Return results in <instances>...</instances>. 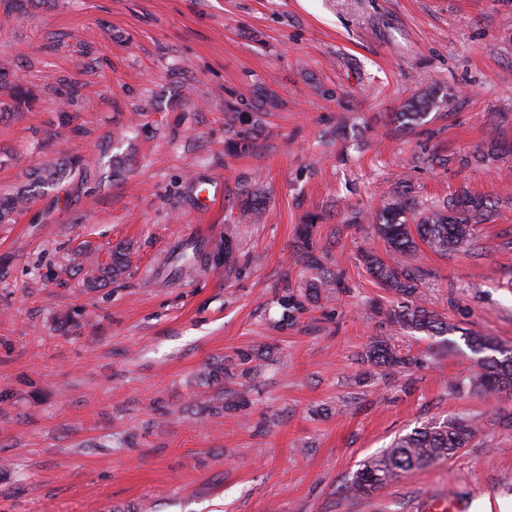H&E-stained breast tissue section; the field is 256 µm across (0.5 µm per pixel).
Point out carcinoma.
Segmentation results:
<instances>
[{"label":"carcinoma","instance_id":"cac0c4a2","mask_svg":"<svg viewBox=\"0 0 512 512\" xmlns=\"http://www.w3.org/2000/svg\"><path fill=\"white\" fill-rule=\"evenodd\" d=\"M433 105V97L424 95L408 104L406 111L399 113V119L416 124ZM97 164L96 159L89 162L77 158L32 172L31 179L15 194L0 199V223L10 222L15 212L36 193L58 188L77 169L83 172V179H90ZM491 209L488 200L469 195L441 206H427L411 195L408 185L393 192L386 209L373 216L378 236L389 247V260L382 259L372 249L359 252L360 260L373 278L403 299V305L387 313L391 321L431 336L450 331L447 323L435 318L412 300L424 272L407 265V259L416 255L422 244L445 256L470 251L475 245L477 225L488 220ZM126 267L125 254L115 249L110 264H90L88 283L95 285L110 280L123 274ZM323 279L324 276L320 274L310 280L302 291L295 293L287 290L279 297L281 326L288 327L295 321L296 315L305 309V302L317 296ZM462 339L481 368L478 387L485 391L511 390L512 349L504 350L495 338L472 332L462 333ZM371 357L389 368L412 363V359L398 354L384 340L372 345ZM478 432L477 422L469 418L431 422L416 427L410 433L394 439L380 454L367 458L347 486V491L354 497L379 493L401 473L424 468L468 447Z\"/></svg>","mask_w":512,"mask_h":512}]
</instances>
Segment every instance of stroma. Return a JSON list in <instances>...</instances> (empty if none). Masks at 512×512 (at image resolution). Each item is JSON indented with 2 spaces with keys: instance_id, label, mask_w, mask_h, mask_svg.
<instances>
[{
  "instance_id": "35a3bbf8",
  "label": "stroma",
  "mask_w": 512,
  "mask_h": 512,
  "mask_svg": "<svg viewBox=\"0 0 512 512\" xmlns=\"http://www.w3.org/2000/svg\"><path fill=\"white\" fill-rule=\"evenodd\" d=\"M432 87L444 102L402 127L398 112ZM228 101L267 113L252 153L226 150ZM107 140L121 176L102 166V187L73 181L0 224V512L512 501V390L469 392L479 368L461 337L512 347V0H0V195ZM217 182L224 202L205 210ZM406 182L494 206L471 253L411 259L446 338L371 312L398 299L358 253H385L369 217ZM256 190L264 213L239 223ZM354 210L365 220L349 223ZM306 224L329 276L280 330L279 297L310 275ZM230 230L227 268L214 258ZM117 245L125 275L87 287L90 261ZM180 254L195 273H178ZM381 337L420 365L365 361ZM216 360L228 374L201 383ZM458 416L480 419L473 445L380 493H346L395 437Z\"/></svg>"
}]
</instances>
